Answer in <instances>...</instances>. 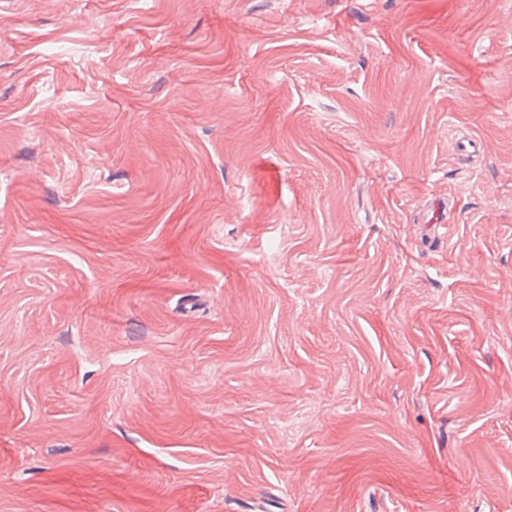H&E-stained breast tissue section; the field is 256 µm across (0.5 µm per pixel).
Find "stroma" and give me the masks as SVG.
Instances as JSON below:
<instances>
[{"instance_id": "1", "label": "stroma", "mask_w": 512, "mask_h": 512, "mask_svg": "<svg viewBox=\"0 0 512 512\" xmlns=\"http://www.w3.org/2000/svg\"><path fill=\"white\" fill-rule=\"evenodd\" d=\"M0 512H512V0H0Z\"/></svg>"}]
</instances>
